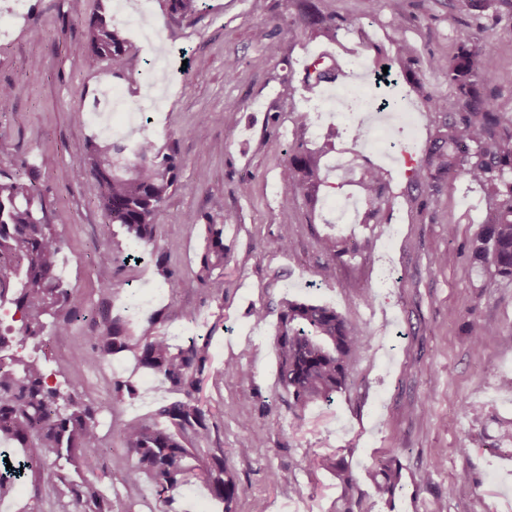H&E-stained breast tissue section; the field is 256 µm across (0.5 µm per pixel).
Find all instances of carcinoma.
Returning <instances> with one entry per match:
<instances>
[{
    "mask_svg": "<svg viewBox=\"0 0 512 512\" xmlns=\"http://www.w3.org/2000/svg\"><path fill=\"white\" fill-rule=\"evenodd\" d=\"M171 12L191 15L199 0H168ZM393 41L398 55L389 66L411 57L401 38L399 17L393 20ZM95 66L108 62L116 70L127 64L128 41L100 12L89 22L84 45ZM432 67L448 76L450 97L432 101V111L444 120L427 151L425 161L411 170V181L437 191L447 183L465 180L478 185L489 209L471 242L469 257L476 273L492 288L512 281V114L496 111L484 87L496 69L493 43L464 39L449 58L439 57ZM85 156L89 174L109 224L121 225L132 243L155 244L156 220L161 206L175 191L183 162L175 150L157 147L152 139L139 141L131 156L118 144L99 145L89 139L75 146ZM290 183L313 185L320 179L314 160L300 150L288 159ZM363 186L368 206L378 212L384 173L370 167ZM208 232L198 279L207 282L224 268V225L205 216ZM61 238L50 223L40 190L30 177L0 173V309L9 307L19 325H0V501L31 472L52 486L74 512H112V500L95 477L104 438L97 418L100 409L82 403L77 395L85 368H98L112 357L128 353L137 368L159 376L180 395L162 403L149 420H111V431L123 440L132 465L128 480H151L162 502L172 504L171 493L192 484L202 485L223 505L236 512L245 487L228 468L224 453L210 447L213 423L198 393L211 361L208 338L192 337L183 345L165 333L136 336L129 322L101 311L102 330L89 337L91 349L73 359L74 370L55 380L46 361L20 350L43 344L47 326L56 333L68 330L69 289L57 273ZM121 255L99 252L94 273L100 293L109 297L113 269ZM276 339L279 381L288 394V410L300 415L315 401H329L346 385L350 361L367 344L362 328L348 322L336 309L299 300H284ZM11 468H6L4 459ZM395 459L387 457L372 473L374 492L392 500L399 483ZM342 488L336 512H363L362 494L342 458H326Z\"/></svg>",
    "mask_w": 512,
    "mask_h": 512,
    "instance_id": "cac0c4a2",
    "label": "carcinoma"
}]
</instances>
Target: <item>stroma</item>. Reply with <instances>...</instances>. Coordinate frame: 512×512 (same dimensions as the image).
Here are the masks:
<instances>
[{"label":"stroma","instance_id":"35a3bbf8","mask_svg":"<svg viewBox=\"0 0 512 512\" xmlns=\"http://www.w3.org/2000/svg\"><path fill=\"white\" fill-rule=\"evenodd\" d=\"M383 0H200L191 17L170 12L167 0H150L146 21L160 33L169 59L165 92L153 122L136 130L158 146L173 147L183 161L177 189L157 218L156 244L167 257L158 267L150 252L130 259L120 225L106 224L98 191L75 145L107 135L92 126L85 108L109 86L134 96L149 56L127 30L129 65L116 77L108 63L89 67L82 46L98 0H26L27 22L12 25L0 40V85L11 87L10 107L0 111V171L34 169L38 186L63 240L61 275L74 316L62 334L46 332L47 366L70 370L73 356L89 349L103 302L121 312L129 285H163L162 269L178 286L154 299L135 319L136 333L171 335L193 327L211 339V365L201 397L213 415L218 446L246 486L237 512H336L341 494L321 458L348 463L366 495L368 512H512V451L501 450L500 429L512 423V397L499 390L512 375V282L486 288L473 270L469 244L488 205L483 192L447 183L438 193L415 186L409 175L425 157L442 121L433 99L453 95L447 75L431 62L452 56L470 33V18L454 0H399L397 14ZM334 19L335 39L302 24L306 13ZM497 17L492 33L497 69L487 92L499 111L512 113V6L489 0ZM412 60L398 68V89L412 110L413 126L395 131L396 163L354 140L351 123L334 111L317 112L318 93L302 85L311 53L328 51L345 65V84L370 88V73L395 57L389 39L393 16ZM275 43L268 53L266 43ZM361 53L364 66L348 67ZM238 66L227 73L225 60ZM307 114L297 122V114ZM318 156L315 189L287 187L288 154ZM345 171H334L337 156ZM384 168L380 212L367 219L361 185L364 169ZM248 192H240V185ZM224 211V271L216 281L196 279L203 237L200 228L214 200ZM347 201L353 221H336L333 206ZM288 215L291 247L280 244V217ZM126 253L114 269L115 288L103 299L93 271L98 251ZM336 268L324 280L325 266ZM336 308L364 329L368 341L350 364L342 393L332 404L310 405L301 417L288 411L278 380L276 330L284 298ZM265 312L256 320L253 309ZM497 327L474 347L472 321ZM237 361L245 377L224 375ZM135 382V398L119 404V416H149L170 399L152 386L131 357L84 371L79 393L88 403L111 401L117 382ZM104 437L98 476L112 512H162L154 486L130 483L131 459L123 441L99 415ZM253 446L243 455L242 446ZM397 455L403 488L395 506L371 494L370 472L383 456ZM297 485L284 493L277 476ZM468 481L473 492L458 491ZM56 493L34 478L19 482L0 512H60Z\"/></svg>","mask_w":512,"mask_h":512}]
</instances>
